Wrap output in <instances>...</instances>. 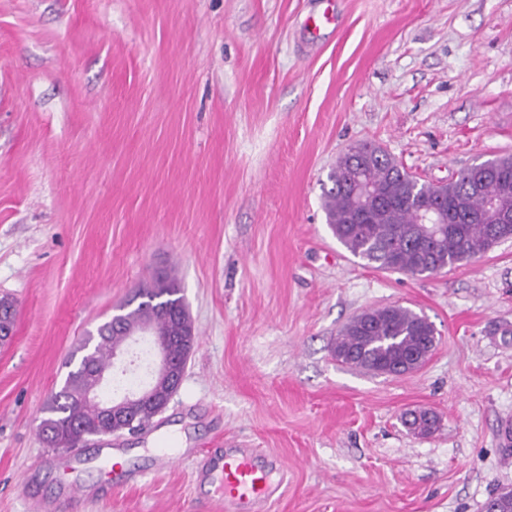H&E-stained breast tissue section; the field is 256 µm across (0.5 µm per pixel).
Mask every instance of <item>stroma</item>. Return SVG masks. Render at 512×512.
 <instances>
[{"label":"stroma","mask_w":512,"mask_h":512,"mask_svg":"<svg viewBox=\"0 0 512 512\" xmlns=\"http://www.w3.org/2000/svg\"><path fill=\"white\" fill-rule=\"evenodd\" d=\"M362 141L429 183L512 155V0H0V512H218L197 472L228 448L271 463L267 512H480L512 486V238L428 277L365 265L324 210ZM161 271L195 334L179 390L136 433L48 448L87 333ZM387 305L432 322L429 361L337 362ZM404 414H407L409 427L415 435L427 436L438 428V416L428 409L408 411Z\"/></svg>","instance_id":"stroma-1"}]
</instances>
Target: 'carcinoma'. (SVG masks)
<instances>
[{"label": "carcinoma", "mask_w": 512, "mask_h": 512, "mask_svg": "<svg viewBox=\"0 0 512 512\" xmlns=\"http://www.w3.org/2000/svg\"><path fill=\"white\" fill-rule=\"evenodd\" d=\"M371 186L378 204L368 219L351 222L352 184ZM332 187L325 192L324 209L329 229L354 257L389 272L429 276L447 267L475 259L496 242L490 228L512 238V156L473 164L444 185L420 181L386 150L369 143L350 146L330 173ZM441 206L445 223L440 235L422 233L423 210ZM172 276H160L138 289L127 302L124 325L145 317L153 334L163 337L168 350L184 360L187 343L194 342L183 298ZM435 328L426 317L400 305L370 309L348 321L336 337L334 353L342 363L369 373L390 374L435 348ZM112 366V354L93 346L77 368L69 371L64 386L44 408L53 436L43 438L50 448H73L91 426L95 407L85 398L87 380ZM409 427L418 436L437 430L438 416L428 409L407 412Z\"/></svg>", "instance_id": "carcinoma-1"}]
</instances>
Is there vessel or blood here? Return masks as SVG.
Wrapping results in <instances>:
<instances>
[{"mask_svg":"<svg viewBox=\"0 0 512 512\" xmlns=\"http://www.w3.org/2000/svg\"><path fill=\"white\" fill-rule=\"evenodd\" d=\"M223 474L222 500L227 512H260L279 494V485L274 484L268 471L259 465L254 449L226 451Z\"/></svg>","mask_w":512,"mask_h":512,"instance_id":"vessel-or-blood-1","label":"vessel or blood"}]
</instances>
